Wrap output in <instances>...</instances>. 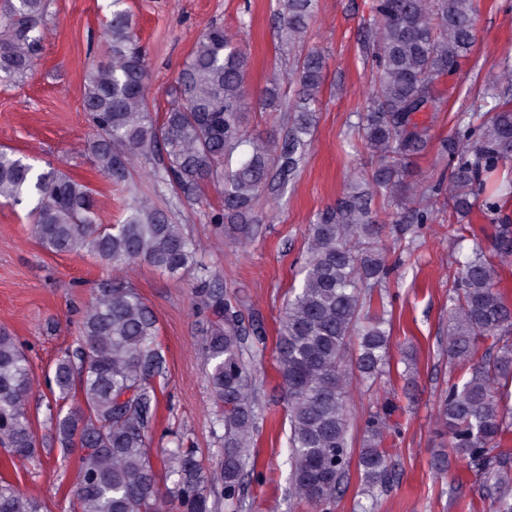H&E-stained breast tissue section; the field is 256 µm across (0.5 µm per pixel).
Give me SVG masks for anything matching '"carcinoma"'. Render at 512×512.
Listing matches in <instances>:
<instances>
[{
    "label": "carcinoma",
    "mask_w": 512,
    "mask_h": 512,
    "mask_svg": "<svg viewBox=\"0 0 512 512\" xmlns=\"http://www.w3.org/2000/svg\"><path fill=\"white\" fill-rule=\"evenodd\" d=\"M124 0H112L102 30L104 58L91 62L83 112L93 129L88 150L98 171L125 184L139 159L156 155V182L188 202L211 182L223 205L208 214L217 235L245 245L261 222L257 203L271 190L283 191L300 170L318 122L324 80L323 54L306 45L317 0H284L278 35L294 53L290 80L295 90L283 100L271 79L261 108L288 112V130L276 136L247 134V53L219 23L198 37L179 71L161 123L148 108L145 52L132 35ZM47 0H4L0 7V82L27 76L42 40ZM373 26L361 46L372 60L369 102L358 113L357 132L377 159L368 177L351 180L308 228L302 279L292 288L280 318L278 371L288 404V463L294 496L316 508L342 490L349 467V370L375 384L387 364L391 330L385 309L366 307L370 292L392 268L379 234L375 196L395 209L394 223L416 233L432 221L424 200L445 195L450 217L460 224L477 210L493 212L512 199V179L499 172L512 161V62H503V83L486 89L487 118L457 116L448 156V182H412L409 164L431 144L417 112H441L447 98L441 79L457 73L475 44L478 0H373ZM237 160H232L234 153ZM0 198L33 203L31 215L40 246L55 254L86 251L122 271L139 262L173 277L193 276L201 316L202 355L216 408L213 430L221 429L220 468L206 469L192 448H163L170 486L159 487L151 456L158 384L167 359L156 342L154 313L128 283L107 279L92 290L89 304L73 321L76 346L56 359L46 421L62 453L80 451L77 512H218L241 501L246 478L256 470L251 442L263 418L255 362L263 354L264 330L245 323L240 305L224 295L220 277L198 260L201 245L169 222L153 197L138 195L117 224L98 223L94 190L50 162L36 166L0 149ZM493 248L512 257V224L495 225ZM495 265L477 250L462 262L448 298V360L468 366V377L448 386L438 416L449 446L475 468L493 492L494 512H512L509 454L502 447L509 413L501 406L512 382V302L497 288ZM355 358L348 359L351 344ZM34 380L23 343L0 330V448L25 463L40 456L28 414ZM81 403L64 407L71 393ZM387 424L380 415L365 426L358 466L370 490L390 477L384 448ZM0 512H42L41 503L0 481Z\"/></svg>",
    "instance_id": "1"
}]
</instances>
